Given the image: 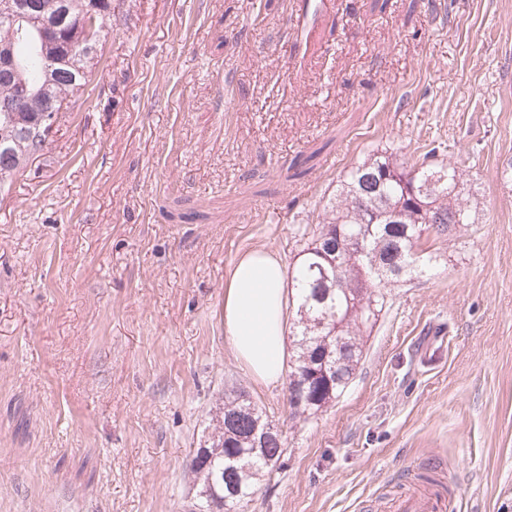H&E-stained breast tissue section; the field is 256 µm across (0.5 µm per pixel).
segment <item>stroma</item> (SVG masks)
I'll return each mask as SVG.
<instances>
[{
    "instance_id": "obj_1",
    "label": "stroma",
    "mask_w": 512,
    "mask_h": 512,
    "mask_svg": "<svg viewBox=\"0 0 512 512\" xmlns=\"http://www.w3.org/2000/svg\"><path fill=\"white\" fill-rule=\"evenodd\" d=\"M112 0L69 105L0 199V512H193L230 390L286 451L241 512H378L433 469L512 512V0ZM427 151L474 224L429 237L348 392L290 415L224 338L243 251L294 265L351 167Z\"/></svg>"
}]
</instances>
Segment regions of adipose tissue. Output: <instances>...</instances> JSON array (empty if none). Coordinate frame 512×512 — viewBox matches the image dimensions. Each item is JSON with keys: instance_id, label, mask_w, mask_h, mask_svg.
Masks as SVG:
<instances>
[{"instance_id": "adipose-tissue-1", "label": "adipose tissue", "mask_w": 512, "mask_h": 512, "mask_svg": "<svg viewBox=\"0 0 512 512\" xmlns=\"http://www.w3.org/2000/svg\"><path fill=\"white\" fill-rule=\"evenodd\" d=\"M293 294L286 265L260 249L239 255L224 280L225 338L250 374L267 384L285 373Z\"/></svg>"}]
</instances>
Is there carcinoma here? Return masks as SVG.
I'll return each instance as SVG.
<instances>
[{"mask_svg":"<svg viewBox=\"0 0 512 512\" xmlns=\"http://www.w3.org/2000/svg\"><path fill=\"white\" fill-rule=\"evenodd\" d=\"M48 20L75 16L87 0H38ZM38 37L15 35L9 15L0 12V45L11 46L20 72L18 80L0 75V194L10 190L12 177L44 150L50 134L46 111L60 107L87 86L90 70L84 59L100 46L68 44L60 58L49 63L37 48ZM34 90L29 102H17V82ZM407 165L393 152L378 151L352 168L337 190L331 218L319 224L310 243L300 251L296 266V347L291 373L299 380L290 391L289 403L296 416H311L339 398L355 378L363 357L364 333L373 329L382 312L392 305L389 286L400 275L423 272L430 262L422 240L429 233L452 236L457 226L475 223L463 180L456 168L439 162ZM367 207L359 208L358 198ZM401 216L397 224L383 218L388 211ZM362 237L377 263L366 257L352 258L339 250L354 237ZM351 267V281L336 283ZM371 282L366 305L356 302L362 277ZM269 423L250 402L233 393L224 400V413L211 445L199 448L191 462L201 479V502L210 512H236L237 506L254 494L253 472L269 468L283 455L277 431H264ZM259 435V449L252 438Z\"/></svg>","mask_w":512,"mask_h":512,"instance_id":"obj_1","label":"carcinoma"}]
</instances>
